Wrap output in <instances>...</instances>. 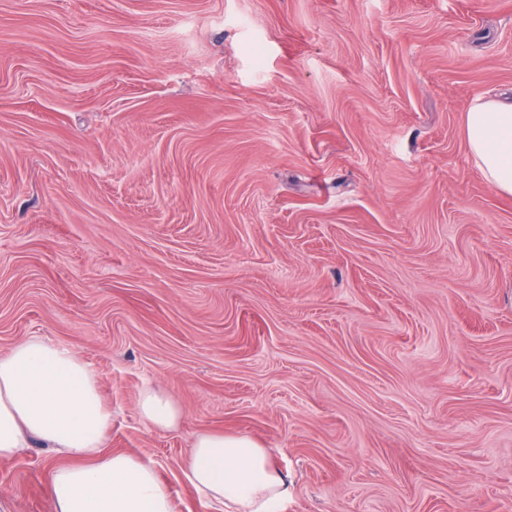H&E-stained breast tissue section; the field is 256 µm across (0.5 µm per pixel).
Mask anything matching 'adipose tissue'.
Instances as JSON below:
<instances>
[{
	"label": "adipose tissue",
	"mask_w": 512,
	"mask_h": 512,
	"mask_svg": "<svg viewBox=\"0 0 512 512\" xmlns=\"http://www.w3.org/2000/svg\"><path fill=\"white\" fill-rule=\"evenodd\" d=\"M466 142L485 180L512 195V100L481 96L464 117ZM143 422L175 427L178 404L154 388L138 397ZM112 410L91 369L69 346L31 338L0 356V461L31 443L54 449V512H174L155 463L125 452L104 453ZM210 512H281L291 496L287 471L245 435L197 433L183 469Z\"/></svg>",
	"instance_id": "1"
}]
</instances>
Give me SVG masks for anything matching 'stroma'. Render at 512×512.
I'll use <instances>...</instances> for the list:
<instances>
[{
  "mask_svg": "<svg viewBox=\"0 0 512 512\" xmlns=\"http://www.w3.org/2000/svg\"><path fill=\"white\" fill-rule=\"evenodd\" d=\"M512 95V0H0V355L71 346L105 452L175 512L194 435L284 512H512V197L464 114ZM183 418L152 431L136 398ZM61 458L0 462L52 512ZM137 404L143 422L156 431L175 427L182 415L175 401L152 387H147L140 392Z\"/></svg>",
  "mask_w": 512,
  "mask_h": 512,
  "instance_id": "stroma-1",
  "label": "stroma"
}]
</instances>
